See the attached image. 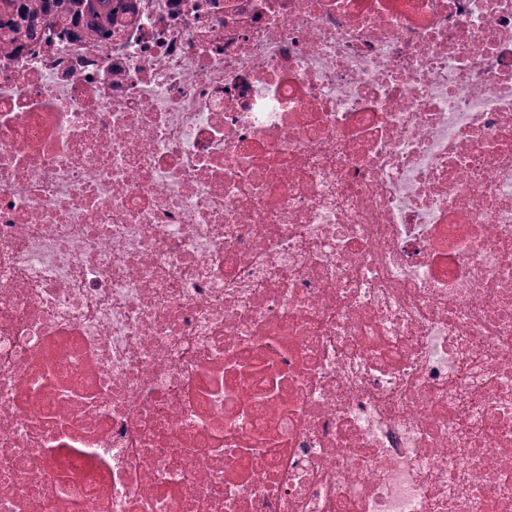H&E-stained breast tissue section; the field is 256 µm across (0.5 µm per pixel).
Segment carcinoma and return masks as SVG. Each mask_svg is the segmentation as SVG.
<instances>
[{"label": "carcinoma", "mask_w": 512, "mask_h": 512, "mask_svg": "<svg viewBox=\"0 0 512 512\" xmlns=\"http://www.w3.org/2000/svg\"><path fill=\"white\" fill-rule=\"evenodd\" d=\"M81 21L89 33L112 28V0H0V43L27 38L49 18Z\"/></svg>", "instance_id": "1"}]
</instances>
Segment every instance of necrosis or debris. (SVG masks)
I'll return each instance as SVG.
<instances>
[{
	"instance_id": "1",
	"label": "necrosis or debris",
	"mask_w": 512,
	"mask_h": 512,
	"mask_svg": "<svg viewBox=\"0 0 512 512\" xmlns=\"http://www.w3.org/2000/svg\"><path fill=\"white\" fill-rule=\"evenodd\" d=\"M0 46V512H512V0H114Z\"/></svg>"
}]
</instances>
